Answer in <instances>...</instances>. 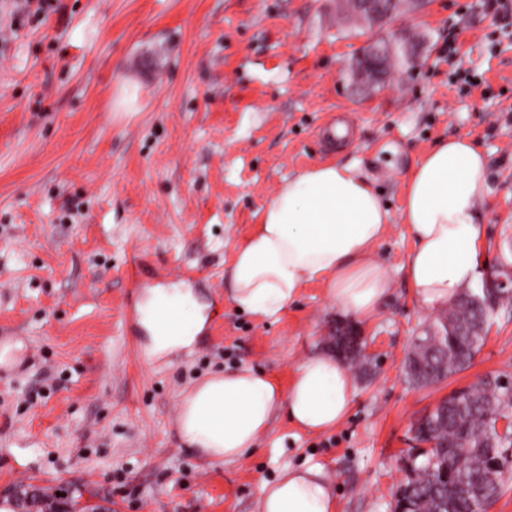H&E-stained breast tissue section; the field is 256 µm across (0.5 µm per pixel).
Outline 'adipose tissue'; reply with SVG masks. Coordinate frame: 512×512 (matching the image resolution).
Here are the masks:
<instances>
[{"label":"adipose tissue","instance_id":"1","mask_svg":"<svg viewBox=\"0 0 512 512\" xmlns=\"http://www.w3.org/2000/svg\"><path fill=\"white\" fill-rule=\"evenodd\" d=\"M487 169L484 153L455 136L438 141L407 175L403 222L414 248L403 270L426 308L448 305L477 278L478 206L486 194ZM388 219L374 185L353 166L311 167L281 186L236 248L228 296L237 308L268 320L278 318L301 288L320 283L345 313L369 317L390 290L375 253ZM160 309L176 312L179 334L158 329ZM206 320V305L190 290L150 289L141 309L145 359L190 348ZM353 395L350 368L330 353L304 357L285 390L243 366L210 374L182 394L177 434L211 462H242L278 411L305 430L326 431L347 416ZM262 512H336V501L322 468L306 466L264 483Z\"/></svg>","mask_w":512,"mask_h":512}]
</instances>
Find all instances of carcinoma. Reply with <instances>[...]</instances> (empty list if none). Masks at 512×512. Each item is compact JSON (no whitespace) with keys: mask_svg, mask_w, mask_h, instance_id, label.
Returning <instances> with one entry per match:
<instances>
[{"mask_svg":"<svg viewBox=\"0 0 512 512\" xmlns=\"http://www.w3.org/2000/svg\"><path fill=\"white\" fill-rule=\"evenodd\" d=\"M402 48L381 58L380 84L394 63L407 56ZM492 311L471 308V297L459 301L434 335L420 336L406 361L416 383L439 382L468 365L485 342L480 320ZM512 406V389L479 382L453 394L421 419L415 433L431 447L419 453L424 461L400 490L411 512H488L503 493L512 459L499 435L497 417Z\"/></svg>","mask_w":512,"mask_h":512,"instance_id":"obj_1","label":"carcinoma"}]
</instances>
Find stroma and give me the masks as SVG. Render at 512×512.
Here are the masks:
<instances>
[{"instance_id": "stroma-1", "label": "stroma", "mask_w": 512, "mask_h": 512, "mask_svg": "<svg viewBox=\"0 0 512 512\" xmlns=\"http://www.w3.org/2000/svg\"><path fill=\"white\" fill-rule=\"evenodd\" d=\"M342 0H53L11 30L0 0V501L20 488L79 490L109 512H261L262 485L319 465L336 512H393L412 468L413 428L437 403L490 378L512 385V304L498 306L471 365L413 383L405 360L440 318L408 288L413 241L401 215L409 168L442 138H470L489 162L481 265L512 266V19L479 0L422 11L354 36ZM463 21L459 51L440 58ZM402 39L409 63L379 87L354 73L361 48ZM482 75L465 93L455 70ZM340 117L349 139L329 146ZM339 162L368 177L390 221L375 252L391 288L379 312L344 313L320 284L275 320L235 307L234 249L288 178ZM144 278L182 283L208 306L192 349L147 362ZM361 336L346 418L323 433L276 415L246 461L211 464L177 437L180 394L242 365L291 384L307 355Z\"/></svg>"}]
</instances>
